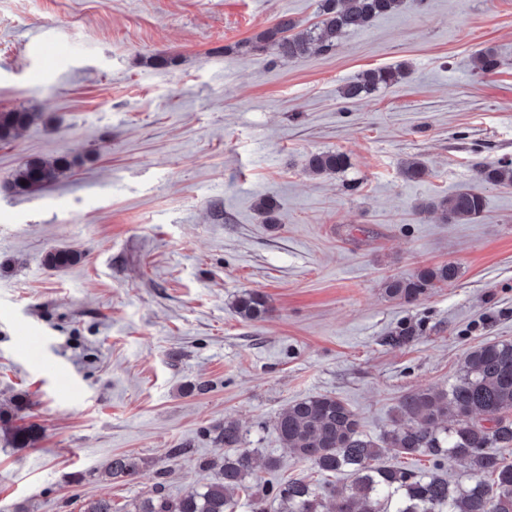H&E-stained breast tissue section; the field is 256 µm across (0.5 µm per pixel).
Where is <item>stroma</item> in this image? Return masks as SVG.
Returning a JSON list of instances; mask_svg holds the SVG:
<instances>
[{"label": "stroma", "instance_id": "stroma-1", "mask_svg": "<svg viewBox=\"0 0 512 512\" xmlns=\"http://www.w3.org/2000/svg\"><path fill=\"white\" fill-rule=\"evenodd\" d=\"M318 3L0 0V110L37 115L0 143V408L39 429L22 444L0 426V512L179 498L212 481L227 418L279 460L253 489L312 478L275 430L288 404L334 395L377 439L401 396L454 381L478 343L512 342V186H481L469 224L416 209L512 161V0H407L297 61L237 51L282 15L313 26ZM488 47L500 65L481 75ZM397 65L399 83L342 99ZM321 151L350 167L311 176ZM57 157L73 163L59 182L9 190L23 162ZM409 158L423 181L403 178ZM54 248L82 258L48 268ZM446 262L453 284L385 296L386 278ZM251 290L265 320L233 309ZM403 323L419 335L384 345ZM117 453L139 473L106 477ZM404 76V71L398 67L367 70L343 86L341 97L348 101H358L382 86L398 83ZM235 311L245 321H255L267 317L272 306L267 297L259 292H244L235 300Z\"/></svg>", "mask_w": 512, "mask_h": 512}]
</instances>
